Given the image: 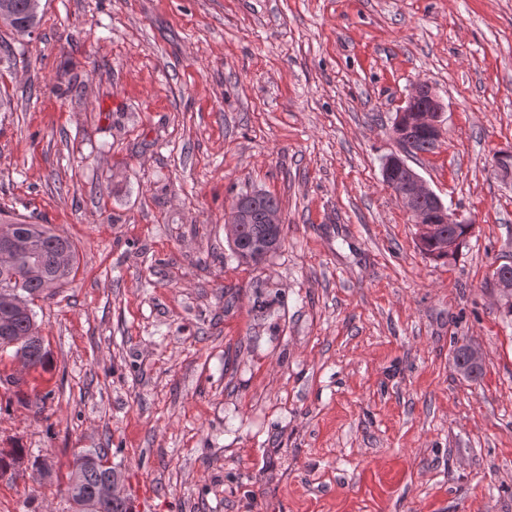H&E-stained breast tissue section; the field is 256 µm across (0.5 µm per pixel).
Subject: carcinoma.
<instances>
[{
	"mask_svg": "<svg viewBox=\"0 0 512 512\" xmlns=\"http://www.w3.org/2000/svg\"><path fill=\"white\" fill-rule=\"evenodd\" d=\"M39 0H0V15L7 16L4 25L18 35L32 32L39 22ZM246 200L243 223L239 235L229 241L235 258L242 264L258 266L263 264L281 247L283 236L273 232L266 223L267 213L278 208L273 197L262 192L245 193ZM9 223L19 224L22 231L34 240L36 247L21 254L19 270L10 273L0 268V350L15 348V357L24 360L32 367L44 365L46 352L43 339L32 333L35 315L5 311L3 297L30 304L47 291L49 283H64L72 272V263L61 264L58 257L68 254L74 258V248L70 240L57 235L44 224H36L23 215L10 217ZM472 224H437L431 235H418L421 251L433 260H454L471 234ZM451 239L456 242L448 250L443 242ZM469 345L463 344L454 353L455 367L464 376L476 379L482 369H471L468 363ZM106 472L95 464L86 465L76 486L68 487V495L77 506L78 512H99L98 490L105 480Z\"/></svg>",
	"mask_w": 512,
	"mask_h": 512,
	"instance_id": "cac0c4a2",
	"label": "carcinoma"
}]
</instances>
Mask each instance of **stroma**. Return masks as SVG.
<instances>
[{"label": "stroma", "mask_w": 512, "mask_h": 512, "mask_svg": "<svg viewBox=\"0 0 512 512\" xmlns=\"http://www.w3.org/2000/svg\"><path fill=\"white\" fill-rule=\"evenodd\" d=\"M0 25V210L67 236L45 366L0 351V512H72L76 455L140 512H512V0H41ZM444 137L404 153L413 87ZM403 154L475 228L419 248ZM282 248L231 257L240 194ZM483 374L453 366L456 341ZM39 0H0V15L5 14L3 25L18 35H29L39 22ZM240 199L246 200L245 216L242 220V212H239L238 205L231 211L227 224L231 238L234 234L235 225L243 223L240 224L241 230L239 235L234 240L228 242L229 247L232 254L241 264L258 266L275 254L282 244L283 228L277 234L273 232L271 227V224H273V227L281 228L282 220L279 214L272 217L270 224L266 223L267 213L273 209L277 210L278 205L273 197L262 192L242 194L236 201ZM259 242L266 243L267 249L262 256L256 258V245ZM470 345L469 344H463L456 348L454 353V364L456 369H460L463 371V375L467 378L476 379L478 378L482 373V366L478 369H470L467 366L468 363V349ZM469 359L470 362L474 365H480L483 362V353L482 351L472 346L469 349Z\"/></svg>", "instance_id": "obj_1"}]
</instances>
